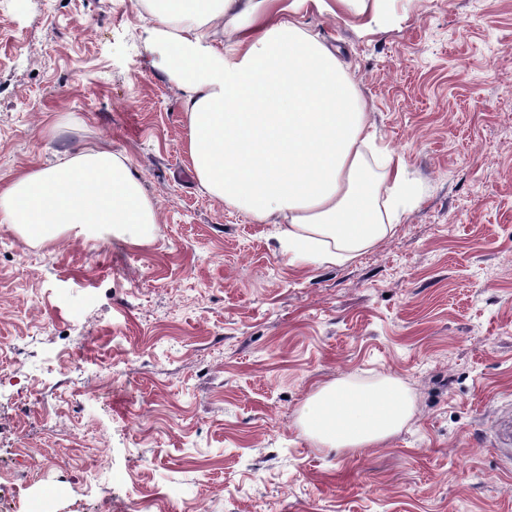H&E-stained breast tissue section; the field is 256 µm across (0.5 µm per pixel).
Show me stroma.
Here are the masks:
<instances>
[{
    "mask_svg": "<svg viewBox=\"0 0 512 512\" xmlns=\"http://www.w3.org/2000/svg\"><path fill=\"white\" fill-rule=\"evenodd\" d=\"M388 6L383 30L298 14L418 190L313 264L200 190L141 0H0V188L107 145L158 211L145 244L0 224V512H512V0ZM387 377L415 406L394 437L304 432L319 387Z\"/></svg>",
    "mask_w": 512,
    "mask_h": 512,
    "instance_id": "obj_1",
    "label": "stroma"
}]
</instances>
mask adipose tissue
Wrapping results in <instances>:
<instances>
[{"label": "adipose tissue", "mask_w": 512, "mask_h": 512, "mask_svg": "<svg viewBox=\"0 0 512 512\" xmlns=\"http://www.w3.org/2000/svg\"><path fill=\"white\" fill-rule=\"evenodd\" d=\"M390 25L385 0H147L148 40L180 92L200 188L259 224L280 225L295 258L342 263L385 238L409 201L402 156L368 152L375 127L346 62L295 19L306 4ZM226 30V44L214 41ZM387 199H380V192ZM156 222L128 160L105 146L30 169L0 188V223L51 241L109 227L147 242ZM412 413L399 381L318 388L302 424L328 448H371Z\"/></svg>", "instance_id": "ef3b65f1"}]
</instances>
